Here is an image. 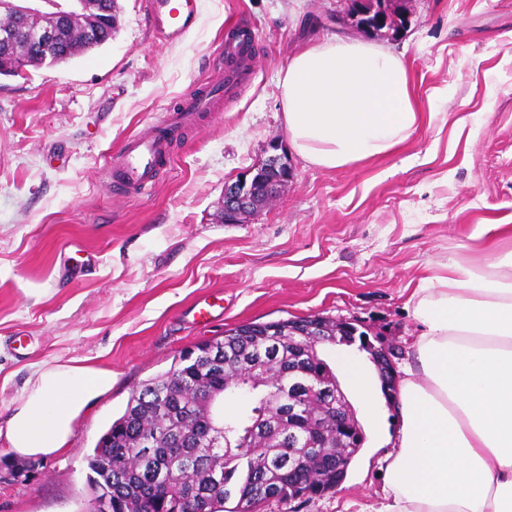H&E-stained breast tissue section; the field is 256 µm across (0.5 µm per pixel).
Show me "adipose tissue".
Segmentation results:
<instances>
[{
	"mask_svg": "<svg viewBox=\"0 0 512 512\" xmlns=\"http://www.w3.org/2000/svg\"><path fill=\"white\" fill-rule=\"evenodd\" d=\"M292 148L337 169L393 153L418 129L402 56L370 42L309 43L277 76ZM422 277L406 307L419 333L404 365L395 452L367 512H512V250ZM112 388L91 358L31 364L0 426V457L48 460Z\"/></svg>",
	"mask_w": 512,
	"mask_h": 512,
	"instance_id": "1",
	"label": "adipose tissue"
}]
</instances>
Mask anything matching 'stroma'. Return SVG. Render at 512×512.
I'll return each mask as SVG.
<instances>
[{
	"mask_svg": "<svg viewBox=\"0 0 512 512\" xmlns=\"http://www.w3.org/2000/svg\"><path fill=\"white\" fill-rule=\"evenodd\" d=\"M402 54L423 123L396 152L324 169L293 152L277 75L303 45L341 34L336 0H197L191 33L154 39L144 0L90 55L0 78V425L29 365L93 358L111 391L70 448L0 483V512H86L89 457L141 384L174 356L254 322L354 318L401 364L418 328L405 308L426 269L487 257L474 232L512 225V0H401ZM251 23L254 67L217 112L199 113L143 194L107 174L125 139L224 79V32ZM293 177L274 202L225 223V184L272 144ZM218 296L208 323L192 309ZM353 409L365 442L334 490L261 512H339L377 497L398 401Z\"/></svg>",
	"mask_w": 512,
	"mask_h": 512,
	"instance_id": "obj_1",
	"label": "stroma"
}]
</instances>
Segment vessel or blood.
<instances>
[{"label": "vessel or blood", "mask_w": 512, "mask_h": 512, "mask_svg": "<svg viewBox=\"0 0 512 512\" xmlns=\"http://www.w3.org/2000/svg\"><path fill=\"white\" fill-rule=\"evenodd\" d=\"M148 18L155 37L174 41L187 35L195 21L192 0H148ZM249 33L246 27L227 29L224 35L226 62L224 86L206 90L187 98L181 109L167 117L144 135H134L124 144L112 167L111 179L116 191L146 192L153 184L157 169L171 156L172 140L190 127L200 112H212L225 93L231 92L242 80L241 72L247 64Z\"/></svg>", "instance_id": "vessel-or-blood-1"}]
</instances>
